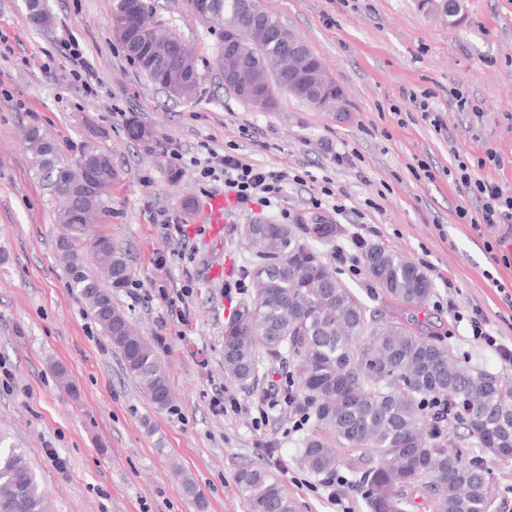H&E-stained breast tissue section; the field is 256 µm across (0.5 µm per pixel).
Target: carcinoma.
I'll return each instance as SVG.
<instances>
[{"instance_id":"cac0c4a2","label":"carcinoma","mask_w":512,"mask_h":512,"mask_svg":"<svg viewBox=\"0 0 512 512\" xmlns=\"http://www.w3.org/2000/svg\"><path fill=\"white\" fill-rule=\"evenodd\" d=\"M240 0H187L191 13L222 22L239 34L231 55L242 69L272 74V99L294 82L318 75L306 57L281 67L278 49L252 31ZM36 28L54 22L46 0H28ZM149 0H113L112 32L126 55L154 86L201 85L196 58L174 31L151 19ZM128 137L154 152L156 136L133 122ZM25 142L34 168L52 194L71 185L81 155H61L56 141L38 128ZM96 188L75 189L56 209L61 235L69 238L59 261L104 335L159 409L172 401L166 372L153 346L114 304L112 291L127 286L130 267L112 240L95 232L117 179L112 156L100 152ZM340 228L315 217L309 224L250 225L252 259L241 270L251 285L224 324V372L246 384L259 370V352L272 359L288 354L297 384L285 399L312 420L302 462L325 484L341 481L360 493L369 512H413V490H422L431 512H499L498 491L487 466L493 457L512 468V377L474 370L432 332L378 317L336 276L312 246L339 235ZM361 262L380 293L409 306L424 305L433 292L427 275L396 251L364 243ZM90 255L102 274L88 273ZM250 512H295L275 474L262 465L235 476ZM0 512H49L47 500L21 448H0Z\"/></svg>"}]
</instances>
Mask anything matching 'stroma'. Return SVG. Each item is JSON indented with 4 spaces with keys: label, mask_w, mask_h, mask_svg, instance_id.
I'll use <instances>...</instances> for the list:
<instances>
[{
    "label": "stroma",
    "mask_w": 512,
    "mask_h": 512,
    "mask_svg": "<svg viewBox=\"0 0 512 512\" xmlns=\"http://www.w3.org/2000/svg\"><path fill=\"white\" fill-rule=\"evenodd\" d=\"M153 3V21L195 49L198 99L171 98L133 67L111 32L112 0H49L55 22L47 30L31 25L26 0H0V433L26 449L53 512H247L234 478L260 463L275 471L296 512H368L360 495L325 486L304 467L308 432L294 430L291 409L279 405L287 364L264 359L247 385L225 376L224 323L240 296L209 271L249 260L244 225L301 224L318 214L343 230L319 251L372 312L392 316L397 308L360 265L357 234L424 271L433 293L418 317L457 356L476 370L507 369L473 338L469 318L481 312L499 342L512 344V308L499 290L512 284V231L463 223L457 208L478 204L448 172L463 161L512 193V0H458L454 26L444 7L422 0H261L341 87L339 112L285 94L269 111L240 100L215 64L220 25L195 17L186 0ZM67 38L84 53L87 87L73 80ZM424 89L434 93L444 132L410 114L408 92ZM453 90L468 109L449 105ZM134 119L155 130L157 156L128 138ZM91 125L118 171L98 230L131 268L113 300L156 350L173 395L164 409L126 375L70 288L55 246L53 197L26 149L36 126L72 155ZM205 144L314 179L288 182L272 206H233L218 246L198 222L210 188L187 162ZM174 150L182 160L171 158ZM489 150L504 166H478ZM343 151L357 152L355 163L337 164ZM421 161L434 179L421 176ZM323 176L334 192L326 200ZM162 209L183 224L188 247L153 223ZM340 251L345 261H337ZM167 293L183 294L184 316L168 310ZM220 396L237 399L241 411H215ZM261 405L270 408L263 425ZM188 481L199 499L185 493Z\"/></svg>",
    "instance_id": "1"
}]
</instances>
